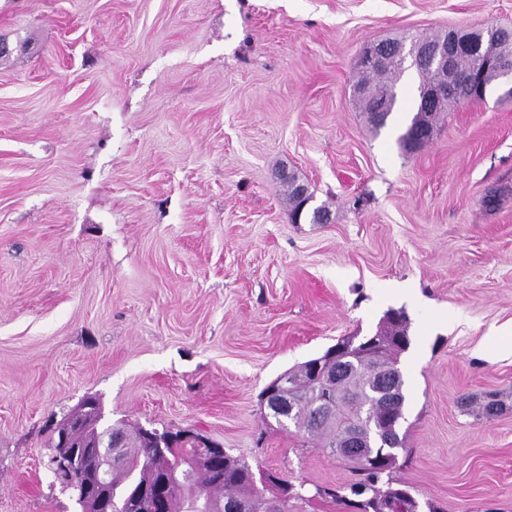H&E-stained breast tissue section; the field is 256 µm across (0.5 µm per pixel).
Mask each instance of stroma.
I'll return each mask as SVG.
<instances>
[{
    "label": "stroma",
    "mask_w": 512,
    "mask_h": 512,
    "mask_svg": "<svg viewBox=\"0 0 512 512\" xmlns=\"http://www.w3.org/2000/svg\"><path fill=\"white\" fill-rule=\"evenodd\" d=\"M488 25L512 0H0V512H80L44 461L87 396L109 425L347 482L260 394L392 308L396 478L512 512V100L409 153L412 72L387 128L353 94L371 43ZM284 172L329 223L294 221Z\"/></svg>",
    "instance_id": "35a3bbf8"
}]
</instances>
